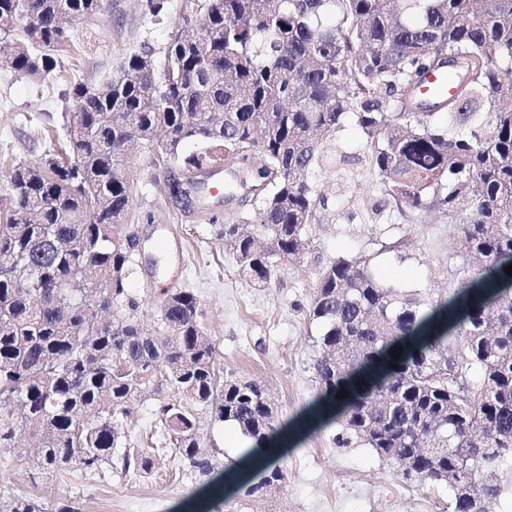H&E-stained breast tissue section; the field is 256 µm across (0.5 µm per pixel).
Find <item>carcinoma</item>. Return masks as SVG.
Masks as SVG:
<instances>
[{"label":"carcinoma","mask_w":512,"mask_h":512,"mask_svg":"<svg viewBox=\"0 0 512 512\" xmlns=\"http://www.w3.org/2000/svg\"><path fill=\"white\" fill-rule=\"evenodd\" d=\"M100 8L0 0L12 67L33 79L55 70L66 22ZM177 11L162 50L73 83L67 142L9 169L0 456L23 436L34 480L75 470L106 480L117 462L148 477L156 449L130 447L118 424L164 392L156 420L186 471H214L205 410L253 441L266 479L225 469L246 496L284 479L288 427L275 424L261 383L220 371L194 295L163 291L144 328L130 289L139 264L126 164L145 149L185 174L255 170L253 214L221 236L259 286L280 260L313 255V227L333 206L318 184L326 172L348 185L369 179L377 216L458 223L465 278L443 303L381 281L364 261L314 259L305 316L321 326L319 391L295 430L337 425L338 443L374 450L402 482L447 485L453 512H491L512 478V0H180ZM440 70L455 93L410 102L409 89ZM347 118L365 139L361 157L337 142ZM191 141L211 150L187 155ZM33 271L62 288L46 302L28 297L20 280ZM450 337L461 354L448 353ZM0 512L41 507L11 494Z\"/></svg>","instance_id":"carcinoma-1"}]
</instances>
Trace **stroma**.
<instances>
[{
    "mask_svg": "<svg viewBox=\"0 0 512 512\" xmlns=\"http://www.w3.org/2000/svg\"><path fill=\"white\" fill-rule=\"evenodd\" d=\"M176 17L173 10L152 17L146 0H104L97 14L70 24L58 67L37 80L11 68L6 49L0 48V159H37L51 141L39 137L42 128L52 129V139H65L55 117L72 105L70 83L118 72L130 53L163 47ZM127 168L136 188L130 206L134 228L146 254L161 252L167 258L158 271L141 263L133 295L142 301L166 288L191 289L216 341L218 367L259 381L273 402L276 422L292 420L318 390L313 362L320 329L304 315L315 281L313 263H281L262 287L240 274L220 229L249 209L250 171L234 178L218 173L202 207L189 209L171 190L173 171L153 167L148 153L130 159ZM372 201L369 182H362L353 194L352 215L314 227L318 256L362 257L386 282L428 289L439 300L452 296L464 278L457 228L445 222L374 224L367 210ZM397 240L401 248L392 249ZM336 433L329 427L305 434L279 462L283 481L253 499L230 487L223 503L211 502L206 478L186 474L170 448L147 478L116 472L102 481L75 475L35 488L30 466L10 453L0 458V491L34 492L43 512H55L66 500L81 512H452L448 486L406 485L372 449L338 446ZM201 436L217 451L216 470L238 460L244 435L234 422L202 413Z\"/></svg>",
    "mask_w": 512,
    "mask_h": 512,
    "instance_id": "35a3bbf8",
    "label": "stroma"
}]
</instances>
